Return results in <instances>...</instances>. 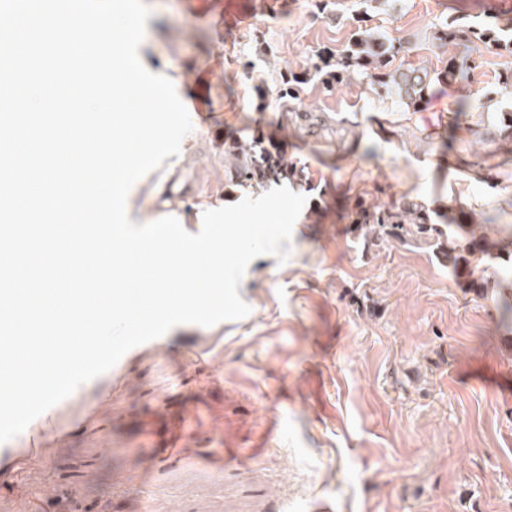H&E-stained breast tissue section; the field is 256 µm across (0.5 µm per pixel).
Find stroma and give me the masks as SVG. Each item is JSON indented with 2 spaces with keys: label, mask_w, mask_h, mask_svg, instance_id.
<instances>
[{
  "label": "stroma",
  "mask_w": 512,
  "mask_h": 512,
  "mask_svg": "<svg viewBox=\"0 0 512 512\" xmlns=\"http://www.w3.org/2000/svg\"><path fill=\"white\" fill-rule=\"evenodd\" d=\"M218 3L145 0L147 55L182 76L192 130L128 207L198 233L200 211L247 197L227 147L260 131L308 177L291 186L307 202L288 258L252 266L244 318L131 349L0 444V512H512V324L494 304L506 280L477 293L431 247L351 222L363 199L444 224L455 194L512 239V153L494 136L512 55L483 53L467 85L432 82L415 111L357 80L327 93L310 79L304 110L339 122L311 134L281 108L280 74L343 49L359 0H241L220 28ZM497 12L512 0H386L368 25L434 71L442 23ZM478 158L488 182L467 174Z\"/></svg>",
  "instance_id": "1"
}]
</instances>
